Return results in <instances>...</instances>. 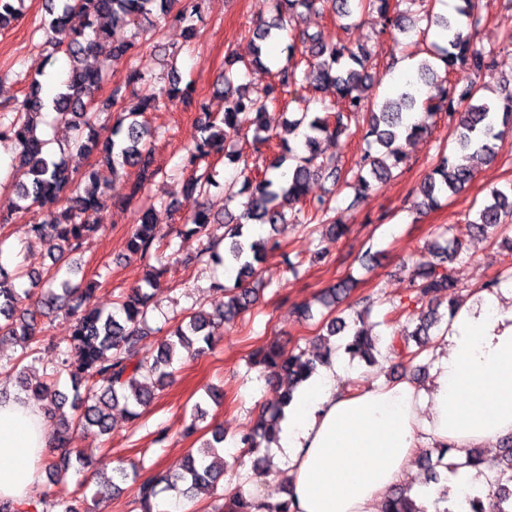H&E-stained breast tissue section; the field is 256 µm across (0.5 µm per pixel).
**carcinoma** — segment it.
<instances>
[{
	"mask_svg": "<svg viewBox=\"0 0 512 512\" xmlns=\"http://www.w3.org/2000/svg\"><path fill=\"white\" fill-rule=\"evenodd\" d=\"M202 0H63L51 4L47 18L39 28L52 34L56 50L69 59V71L59 84L52 100L57 119L71 132L68 151L79 156L92 157V163L82 172L69 168L64 157H56L46 150V142L37 136V128L46 108L42 84L31 80L23 99L0 108V139L15 144L16 156L11 164V187L18 200L16 209L34 212L36 219L28 224L29 232L39 239L58 242V253L52 256V265L44 273L28 274L16 269L8 271L0 263V344L6 340L26 350L39 342L41 327L36 314L63 313L71 324L70 342L56 346L58 361L50 374L51 381L32 385L26 381L16 363H0V373L14 376L18 389L42 405L51 426V439L57 451L48 457L47 469L53 475L73 468L86 467L87 458L80 448L68 447L70 432L81 430L90 434H105L111 426L112 412L122 408L130 418L139 416L137 409L151 403L155 390L165 387L174 376L177 351L183 349L190 356H197L212 347L221 328L235 321L256 302L254 289L246 287L258 274L268 256L279 248V243L268 236L251 240L244 236L249 224H267L275 228L288 223V209L299 206L302 224H326L331 235L339 238L345 227L332 221L330 212L333 198L324 195L309 196L310 183L327 177L334 183H343L354 190V202L366 200L372 191V181L391 174V169L404 161V152L398 141L411 142L423 137L427 130L406 122V117L417 103L415 95L407 90L389 100L379 112L373 111L368 98L366 67L370 52L359 46L353 50L341 41L326 39L320 33L297 30L288 44L287 60L296 52L305 58L307 69L288 63L277 69L272 82L261 95L251 96L247 85L239 82L237 64L233 55L225 58L224 114L212 116L204 101L198 102L200 111L206 113L200 128V137L184 159V164L194 166L221 151L224 141L243 131L252 132L253 142L268 146L273 135L266 120L268 105L279 103L290 85L314 80L315 89L333 86L338 95L339 110L329 108L324 116H309L303 110L288 122L292 130L303 129V140L291 145L282 140L280 151L261 165L255 166L257 174L245 176L239 214L225 213L224 237L230 239L224 254L215 252L211 218L199 198L206 195L208 187L215 184L214 174L205 171L188 183L186 201L191 203L184 217L182 228L175 236H196L203 241L196 258L206 256L224 263V270L235 274L234 285L217 288L219 298L212 310H197L180 319L165 336L157 340V354L141 358L139 352L147 344L144 331L151 312L156 309L154 277L148 276L143 284L121 296L113 311H106L92 302L95 289L72 282L70 255L82 250L97 232V225L85 215L101 213L111 206L128 208L141 198L148 183L156 175L151 138L154 134L142 120L147 112H157L175 99L190 97V87H180L181 79L174 78L170 86L141 98L131 107L125 106L130 87L145 80L143 66L139 64L138 44L132 41H115L112 29L127 26L140 19L151 17L172 19L184 23L200 11ZM402 0H276V16L257 28L250 64L264 65L263 50L273 32L288 31V19L301 7L310 13L330 11L338 17L350 18L356 9H368L382 21V31L396 38L395 32L407 31V17L400 11ZM456 15H435L426 12V28L439 29L440 43L432 44L430 56L446 76L457 67L477 73L487 67L490 53L474 45L469 30L479 23V0H462ZM23 0H0V29L8 27L21 15ZM78 12L86 19L84 28L77 30L66 25V17ZM103 53L111 59L127 58L130 68L124 81L117 83L107 98L96 99V92L103 81L101 72L82 64L83 58ZM435 108L446 109L452 114L461 111L454 129L455 150L464 159L496 156L499 142L503 141L505 127L512 125V81L503 87L500 96L481 94V87L470 84L460 93L443 91ZM368 116L364 133V155L352 176L342 175L336 161L320 159V141L323 136L338 137L357 114ZM133 166L139 169L140 178L129 186L125 196L114 200L106 187L119 169ZM474 168L442 156L439 164L420 184L419 192L429 205L437 204L440 197L461 191L474 179ZM512 216V192L494 190L491 199L480 209L476 218L465 224V231L486 232L501 226L503 219ZM157 220L153 207L138 210L134 224L126 239L128 256L147 259L161 247L174 245L173 239L163 241L156 235ZM432 253L442 259L440 263L419 264L413 277L409 303L418 309V324L410 333L393 332L387 338L375 336L366 324L370 312L364 307L348 320L334 316L325 322L329 336H342L341 347L350 357H360L368 362L384 352L386 356L402 362H413L429 340L432 329L439 327L445 318L454 316L458 304L457 282L442 266L453 262L458 250L435 243ZM29 278L31 285L40 287L34 307H24L30 290L15 288L14 281ZM352 281L343 279L325 291L324 304L334 306L347 297ZM331 350L308 354L304 350L284 351L277 345L260 349L252 356V364L264 368L266 376L276 380L282 390L279 400L261 411L251 430L236 441L240 453L228 462L224 458V430L216 427L211 438L189 455L180 471L153 474L138 485L141 512H154L158 500L165 492L175 493L176 503L192 498V492L211 491L218 487L224 471L230 466L251 464L252 469L266 471L270 458L259 455L261 445L271 444L280 431L285 408L292 400L296 387L306 381L317 366L328 361ZM69 375L73 398L61 392L54 378ZM155 378V387L139 381L141 375ZM452 447L441 445L437 459L430 452L419 455L421 463L420 485L429 487L441 480L439 468H478L484 459L475 448L466 452L463 461H446ZM498 478L481 495H466V512H512V440L507 442L496 459ZM136 467L113 470L112 479L97 483L91 499L98 503L112 496L118 483L137 476ZM45 512H91V508L78 507L66 497H56L43 502ZM262 503L258 498L237 489L229 499L231 512H256ZM381 512H428L424 505H416L410 489H396L383 502Z\"/></svg>",
	"mask_w": 512,
	"mask_h": 512,
	"instance_id": "1",
	"label": "carcinoma"
}]
</instances>
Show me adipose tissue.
<instances>
[{
    "label": "adipose tissue",
    "instance_id": "1",
    "mask_svg": "<svg viewBox=\"0 0 512 512\" xmlns=\"http://www.w3.org/2000/svg\"><path fill=\"white\" fill-rule=\"evenodd\" d=\"M430 380L349 390L339 356L293 393L276 443L292 512H380L418 449L512 434V287L456 310ZM50 445L34 401L0 397V501L30 503Z\"/></svg>",
    "mask_w": 512,
    "mask_h": 512
}]
</instances>
